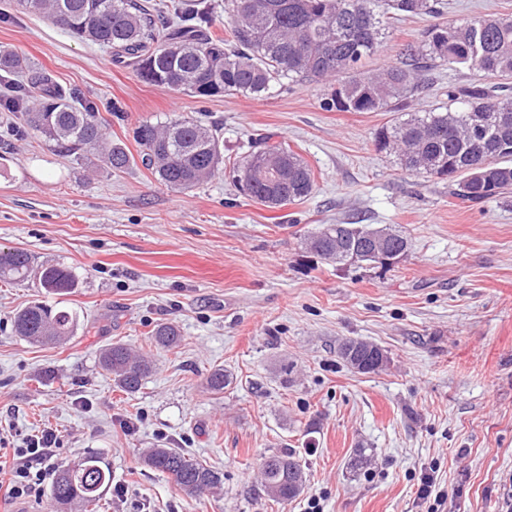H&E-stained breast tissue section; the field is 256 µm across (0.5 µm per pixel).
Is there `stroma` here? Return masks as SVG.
<instances>
[{
    "mask_svg": "<svg viewBox=\"0 0 512 512\" xmlns=\"http://www.w3.org/2000/svg\"><path fill=\"white\" fill-rule=\"evenodd\" d=\"M512 14V0H445L443 18ZM431 17L391 20L364 69L402 64ZM22 52L65 88L93 101L112 142L132 155L145 120L218 125L225 158L251 138L299 153L316 175L304 201H251L230 171L198 187H166L142 164L101 168L72 158L0 111V249L23 250L78 275L66 306L81 330L34 346L13 331L16 311L45 301L36 284L0 281V425L7 446L56 429L58 459L95 453L127 487L100 512H427L419 478L435 470L443 512H506L512 505V200L453 197L446 181L410 175L377 150L392 112L321 107L324 82L297 81L271 96L204 100L143 81L109 50L0 0V49ZM406 112L448 107V89L497 85L462 67L423 72ZM391 225L410 242L389 268L335 265L302 239L321 224ZM175 324L178 349L155 348L157 324ZM385 350L375 374L338 358L340 339ZM121 341L153 370L133 395L116 388L98 355ZM217 367L233 376L216 395ZM179 448L223 472L224 487L186 496L145 467V449ZM295 452L307 475L279 504L260 491L262 457ZM368 457L352 468L358 453Z\"/></svg>",
    "mask_w": 512,
    "mask_h": 512,
    "instance_id": "obj_1",
    "label": "stroma"
}]
</instances>
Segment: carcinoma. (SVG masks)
Returning a JSON list of instances; mask_svg holds the SVG:
<instances>
[{
	"instance_id": "carcinoma-1",
	"label": "carcinoma",
	"mask_w": 512,
	"mask_h": 512,
	"mask_svg": "<svg viewBox=\"0 0 512 512\" xmlns=\"http://www.w3.org/2000/svg\"><path fill=\"white\" fill-rule=\"evenodd\" d=\"M225 35L211 33L212 17L205 0H16L24 12L44 15L82 41L111 50L118 61L134 67L147 83L210 99L226 94L266 97L294 79L332 80L323 106L338 112H392L419 87L418 68L391 66L381 73L361 72L385 35L377 0H226ZM396 15L442 14L441 0H388ZM481 26L471 41L470 25ZM405 55L414 64L468 66L496 77L512 76V15L474 18L461 23L436 22ZM0 72L22 74L23 82L7 87L5 96L35 135L74 156L97 153L112 170L135 163L125 148L110 143L90 101L65 91L40 72L26 56L0 50ZM484 86L448 88L462 110L415 112L376 133L381 151L396 154L407 173L439 179L457 178L456 195L470 202L512 197V97ZM144 148L141 162L167 187L189 190L224 168V138L218 127L193 119L144 122L134 131ZM233 181L255 202L271 209L300 201L315 186V173L288 147L264 138L233 164ZM384 238L390 248L408 252L409 241L398 231L368 224H322L308 235L305 248L337 264L366 262L382 267L365 235ZM0 280H33L45 293L68 296L79 280L61 264L37 263L25 251H0ZM79 316L65 306L33 303L17 311L14 332L31 343H60L75 335ZM155 344L173 350L181 341L172 323L158 325ZM374 358L366 369L385 367L382 348L359 338L339 342L337 353L348 362L350 351ZM102 368L117 387L134 394L151 372L144 354L113 343L99 353ZM230 376L222 368L207 378L209 389L224 392ZM143 464L170 475L179 489L195 495L220 487L224 474L178 448H149ZM264 493L282 503L294 499L305 482L300 461L290 452L271 455L259 464ZM111 475L101 458L90 454L57 469L49 491L55 510L79 508L97 512Z\"/></svg>"
}]
</instances>
